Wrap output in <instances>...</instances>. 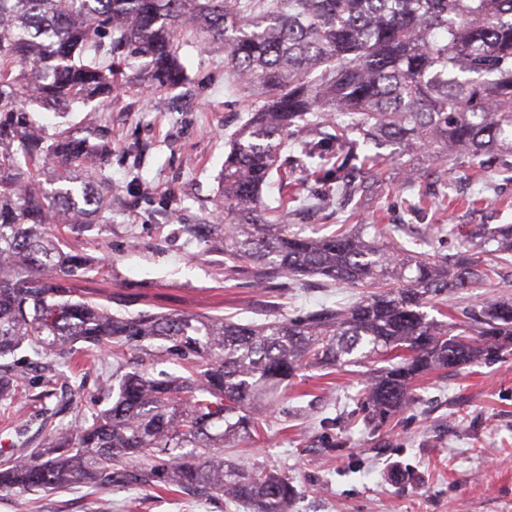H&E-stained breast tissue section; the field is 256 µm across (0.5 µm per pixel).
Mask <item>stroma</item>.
<instances>
[{"label": "stroma", "instance_id": "35a3bbf8", "mask_svg": "<svg viewBox=\"0 0 512 512\" xmlns=\"http://www.w3.org/2000/svg\"><path fill=\"white\" fill-rule=\"evenodd\" d=\"M190 82L173 91L113 95L102 120L112 130L103 172L112 208L72 235L73 251L101 260L100 272L78 281L87 295L120 301L122 312L236 315L263 322L357 300L361 289L242 287L224 278L220 245L191 237L187 224H215L219 176L231 134L243 121V94L224 72L219 49L183 46ZM396 166L382 170L376 189L355 198L354 213L336 203L325 173L282 166L301 198L281 215L285 224L328 232L355 224L412 222L406 210L419 186L404 181L398 164L440 170L448 205L428 211L425 223L512 224V176L430 152L410 154L383 145ZM368 369L347 366L302 373L301 397L279 402L264 432L243 445L251 463L288 476L298 490L289 512H512V354L490 366L440 371L419 383L418 400L376 422L355 398ZM112 379V351L95 353L85 383L72 375L53 381V395L34 402L16 395L11 426L0 425V454L19 453L40 437L43 418L90 412L100 386ZM79 399H72L73 389ZM250 512L224 498L198 500L163 489L127 485L102 492L84 484L24 495L0 493V512Z\"/></svg>", "mask_w": 512, "mask_h": 512}]
</instances>
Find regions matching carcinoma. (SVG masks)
I'll list each match as a JSON object with an SVG mask.
<instances>
[{
	"label": "carcinoma",
	"instance_id": "1",
	"mask_svg": "<svg viewBox=\"0 0 512 512\" xmlns=\"http://www.w3.org/2000/svg\"><path fill=\"white\" fill-rule=\"evenodd\" d=\"M224 50L244 91L247 121L224 160L220 210L227 275L302 288L371 289L362 301L301 317L246 324L232 316L112 313L74 283L98 266L68 249L59 224H90L112 196L88 143L43 132L35 112H69L118 91L172 90L187 80L188 43ZM303 155L336 158V198L367 194L388 158L370 143L439 156L464 153L512 171V0H0V401L40 389L83 351L112 348L127 367L161 351L187 375L141 370L112 380L110 405L75 423L46 419L44 438L0 455V492L52 491L88 481L222 495L255 512H288V477L224 456L260 427L308 368L380 363L362 409L392 416L436 370L492 364L512 346V297L425 308L512 267V225L439 256L427 237L444 224H342L313 237L272 217L296 201L280 182L263 199L288 140ZM336 145L327 156L326 147ZM63 186L48 193L36 167ZM81 185V194L69 187ZM494 241L497 265L477 254ZM36 375L31 376L29 372Z\"/></svg>",
	"mask_w": 512,
	"mask_h": 512
}]
</instances>
